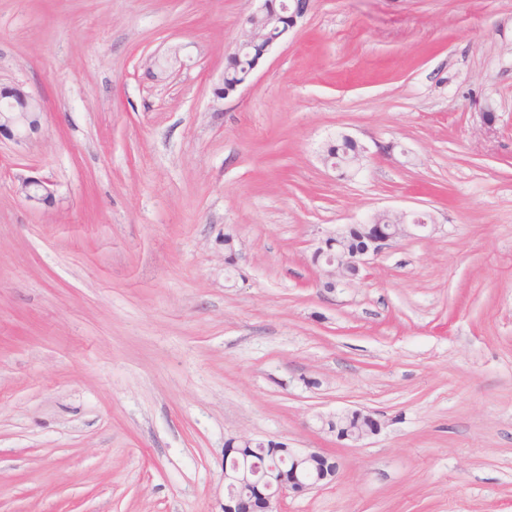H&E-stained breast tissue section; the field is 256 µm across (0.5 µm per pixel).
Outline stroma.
<instances>
[{
	"mask_svg": "<svg viewBox=\"0 0 512 512\" xmlns=\"http://www.w3.org/2000/svg\"><path fill=\"white\" fill-rule=\"evenodd\" d=\"M260 5L0 0V512H224L240 436L339 462L285 512H512V0H312L220 97ZM383 210L429 230L320 291ZM0 98L8 99L13 107H20L22 112H13L2 109L0 112V140L2 138L21 143L30 139L40 131V114L42 107L40 101L32 94L26 92L19 84L2 86ZM0 100V110L7 106ZM326 157H335L339 167L354 165L362 156L361 148L357 143L349 141L343 135L329 144L325 150ZM17 189L19 194L35 205L46 204L55 195L53 183L40 176L20 178ZM358 412L359 411L354 410L347 413L336 414V419L333 420L332 423H328L326 425L327 431L330 433H336L337 438H340L343 432L349 431L341 438V440H347L354 443L364 440L371 435H375L380 431L381 423L378 419L373 417L370 413H365V411L359 412L360 415H364L365 417H359ZM365 418L370 423V426L364 432L359 434L350 433L352 431L362 429L366 424Z\"/></svg>",
	"mask_w": 512,
	"mask_h": 512,
	"instance_id": "35a3bbf8",
	"label": "stroma"
}]
</instances>
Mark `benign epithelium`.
Masks as SVG:
<instances>
[{
    "label": "benign epithelium",
    "instance_id": "7a95c632",
    "mask_svg": "<svg viewBox=\"0 0 512 512\" xmlns=\"http://www.w3.org/2000/svg\"><path fill=\"white\" fill-rule=\"evenodd\" d=\"M311 0H285L284 14L277 16L280 23L278 36L261 45H255L251 35L239 44L237 50L253 48L251 68H256L269 51L291 28L297 25L308 12ZM0 98L10 101V105L20 108L13 112L9 109L0 111V139L13 140L17 143L31 138L40 131V114L42 107L40 101L32 94L26 92L19 84L6 85L0 88ZM19 194L35 204H45L55 195L53 183L40 176H27L19 180ZM376 217H371L363 224H356L354 228L365 232L371 246L362 252L353 254L349 259L340 261L332 255L324 254L326 239L340 236L347 229L335 230L325 234L314 250V255L322 259V273L324 277L319 281L318 287L327 293H333L338 288H346L353 284L370 260L379 255L391 243L401 237L413 234V231L425 228L417 223L403 224V231H390L375 223ZM370 426L359 434L346 433L343 439L359 442L380 431L381 423L372 414H365ZM255 443L248 437L234 438L224 445V463L232 462L234 467L224 468V483L227 490L224 495V512H283L281 506L290 494H304L314 489L330 484L336 477L338 463L330 456L313 448H280L274 447L272 451H285L290 461L288 467L273 469L269 473L252 474L251 477L239 478L235 473L239 469V460L245 454L246 447Z\"/></svg>",
    "mask_w": 512,
    "mask_h": 512
}]
</instances>
